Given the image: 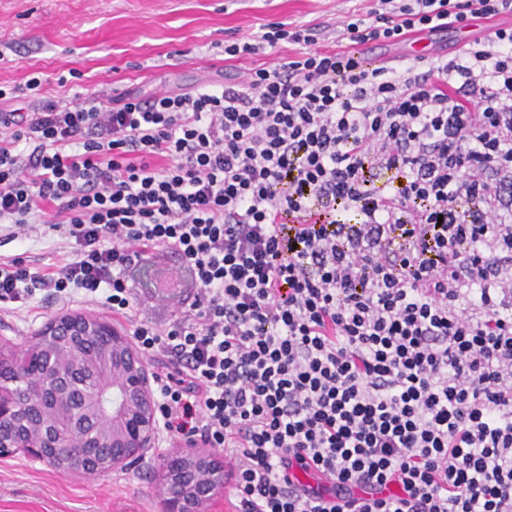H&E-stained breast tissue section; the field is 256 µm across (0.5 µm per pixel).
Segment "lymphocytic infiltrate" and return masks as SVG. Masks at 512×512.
I'll use <instances>...</instances> for the list:
<instances>
[{"instance_id":"lymphocytic-infiltrate-1","label":"lymphocytic infiltrate","mask_w":512,"mask_h":512,"mask_svg":"<svg viewBox=\"0 0 512 512\" xmlns=\"http://www.w3.org/2000/svg\"><path fill=\"white\" fill-rule=\"evenodd\" d=\"M512 14V0H373L339 37ZM297 56L239 81L0 109V312L49 289L134 310L164 248L195 295L136 323L162 429L233 451L237 512H512V25L455 58L359 66L284 23L225 46ZM319 473L334 496L301 487ZM61 239L52 231H47L39 239L13 242L2 247V254H23L27 260L38 265L61 262L68 256L69 249L63 248Z\"/></svg>"}]
</instances>
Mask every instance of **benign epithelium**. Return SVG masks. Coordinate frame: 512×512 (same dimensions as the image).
<instances>
[{
    "mask_svg": "<svg viewBox=\"0 0 512 512\" xmlns=\"http://www.w3.org/2000/svg\"><path fill=\"white\" fill-rule=\"evenodd\" d=\"M86 326L112 337V385L99 388L100 397L112 404V430L96 433L93 422L69 412L71 395L88 399L86 383L94 378L62 367L51 377L39 382L26 402V411H39L44 421L17 435L0 431V457L20 450L44 461L52 469L69 474L105 475L116 470L140 467L151 448L157 431V403L151 386L149 366L132 343L108 323L87 315H71L55 321L47 333L46 349L51 359L67 361L61 352L74 328ZM76 440L84 452L75 456L59 453L61 441ZM112 448V461L96 459L95 449ZM166 495L163 512H207L215 491L223 485L217 452L178 453L168 458L163 471Z\"/></svg>",
    "mask_w": 512,
    "mask_h": 512,
    "instance_id": "1",
    "label": "benign epithelium"
}]
</instances>
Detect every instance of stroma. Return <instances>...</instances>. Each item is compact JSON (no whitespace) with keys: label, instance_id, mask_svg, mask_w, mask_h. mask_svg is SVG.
Instances as JSON below:
<instances>
[{"label":"stroma","instance_id":"1","mask_svg":"<svg viewBox=\"0 0 512 512\" xmlns=\"http://www.w3.org/2000/svg\"><path fill=\"white\" fill-rule=\"evenodd\" d=\"M367 5V0H0V88L39 80L38 91L26 90L6 101V108L15 109L54 96L73 100L134 90L147 97L211 81L231 82L263 59H225V44L282 22L315 27L318 49L330 50L340 21ZM459 36L441 33L427 49L406 43L385 52L398 67L425 53L452 57L463 49ZM0 253L22 254L38 265L68 256L52 232L11 243ZM176 266L172 253L157 250L148 265L136 268L130 286L137 308L129 320L101 305L62 304L37 292L30 308L0 313V342L31 343L50 319L68 313L100 318L127 334L136 317L168 323L176 309L156 301L145 273ZM187 447L183 439L173 445L156 443L140 469L98 477L63 475L23 452L0 457V512H161V463Z\"/></svg>","mask_w":512,"mask_h":512}]
</instances>
